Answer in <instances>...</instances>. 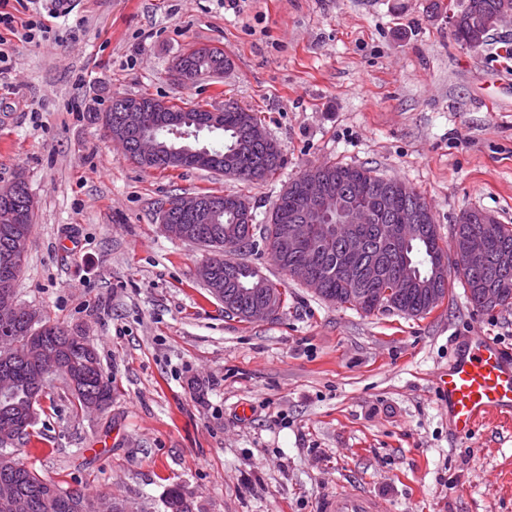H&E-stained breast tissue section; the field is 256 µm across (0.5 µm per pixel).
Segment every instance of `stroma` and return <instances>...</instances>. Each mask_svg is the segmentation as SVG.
<instances>
[{"label":"stroma","instance_id":"35a3bbf8","mask_svg":"<svg viewBox=\"0 0 512 512\" xmlns=\"http://www.w3.org/2000/svg\"><path fill=\"white\" fill-rule=\"evenodd\" d=\"M46 39L13 41L0 72V189L34 198L18 305L94 345L112 402L74 406L52 382L14 455L93 500L163 512L178 485L197 512H320L336 489L391 512H512V415L456 435L437 379L473 331L512 355V307L482 312L461 285L423 317L323 301L265 250L232 253L279 283L266 321L229 318L197 275L207 248L169 237L168 195L246 197L264 221L306 170L372 168L421 192L443 239L479 209L512 224V18L459 45L448 0H10ZM230 65L197 84L171 66L193 46ZM147 94L258 113L284 163L247 183L128 160L91 110Z\"/></svg>","mask_w":512,"mask_h":512}]
</instances>
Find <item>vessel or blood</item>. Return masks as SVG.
<instances>
[{"mask_svg": "<svg viewBox=\"0 0 512 512\" xmlns=\"http://www.w3.org/2000/svg\"><path fill=\"white\" fill-rule=\"evenodd\" d=\"M437 387L448 401V414L458 435L471 433L493 413L512 410V364L501 348L481 332H473L469 349L456 355ZM321 512H389L388 504L366 491L343 489L326 497Z\"/></svg>", "mask_w": 512, "mask_h": 512, "instance_id": "obj_1", "label": "vessel or blood"}]
</instances>
